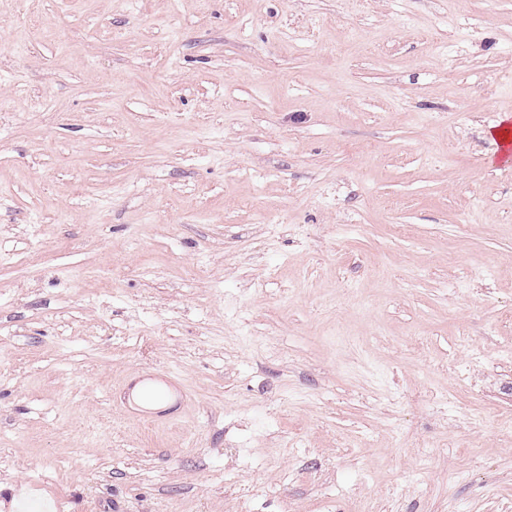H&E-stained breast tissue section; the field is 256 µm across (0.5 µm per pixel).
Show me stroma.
I'll return each mask as SVG.
<instances>
[{"instance_id": "obj_1", "label": "stroma", "mask_w": 512, "mask_h": 512, "mask_svg": "<svg viewBox=\"0 0 512 512\" xmlns=\"http://www.w3.org/2000/svg\"><path fill=\"white\" fill-rule=\"evenodd\" d=\"M509 115L512 0H0V512H512ZM147 380L139 383L132 392L133 400L140 406L148 409H158L165 407L170 399H162L160 390L157 387L150 386L143 389ZM143 389V390H142Z\"/></svg>"}]
</instances>
